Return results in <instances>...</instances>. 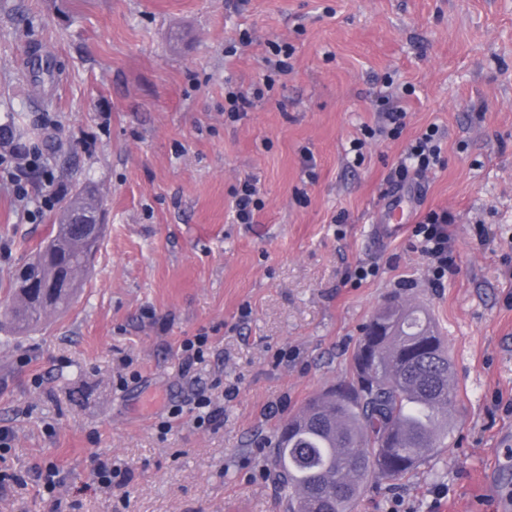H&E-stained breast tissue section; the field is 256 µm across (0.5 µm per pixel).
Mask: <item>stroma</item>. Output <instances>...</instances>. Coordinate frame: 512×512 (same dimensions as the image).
Instances as JSON below:
<instances>
[{
  "instance_id": "obj_1",
  "label": "stroma",
  "mask_w": 512,
  "mask_h": 512,
  "mask_svg": "<svg viewBox=\"0 0 512 512\" xmlns=\"http://www.w3.org/2000/svg\"><path fill=\"white\" fill-rule=\"evenodd\" d=\"M274 41L291 69L267 86ZM35 52L53 84L32 82ZM229 81L263 90L236 122ZM396 107L402 135L368 139ZM11 121L52 178L23 205L0 183V308L57 227V209L28 216L49 191L95 186L105 231L65 311L0 333L14 433L0 468L65 474L57 499L33 480L0 486V512H285L265 467L276 429L350 375L393 295L434 317L456 408L446 447L370 479L353 512H512V0H0ZM432 124L444 162L415 180L408 228L376 244L388 175ZM248 178L264 206L236 224ZM431 208L452 217L438 281L411 231ZM361 265L374 273L358 282ZM200 333L205 359L182 372L180 345ZM196 389L223 406L219 424L197 426ZM98 457L131 480L98 489Z\"/></svg>"
}]
</instances>
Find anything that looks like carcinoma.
Segmentation results:
<instances>
[{
  "label": "carcinoma",
  "instance_id": "cac0c4a2",
  "mask_svg": "<svg viewBox=\"0 0 512 512\" xmlns=\"http://www.w3.org/2000/svg\"><path fill=\"white\" fill-rule=\"evenodd\" d=\"M100 199L82 185L61 207L54 234L12 281L11 304L1 325L16 334L34 329L49 309L25 284L72 281L59 289L53 309L63 311L81 286L100 239L76 232L73 214L95 220ZM447 347L430 318L400 300L386 303L366 326L351 375L309 399L278 429L267 466L286 500L287 512H352L371 478L397 480L440 447L455 406Z\"/></svg>",
  "mask_w": 512,
  "mask_h": 512
}]
</instances>
